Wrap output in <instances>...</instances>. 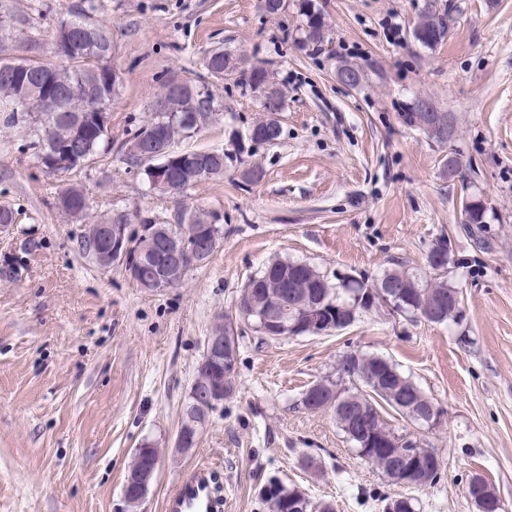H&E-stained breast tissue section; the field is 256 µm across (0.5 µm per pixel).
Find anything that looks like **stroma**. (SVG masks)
Instances as JSON below:
<instances>
[{"mask_svg":"<svg viewBox=\"0 0 512 512\" xmlns=\"http://www.w3.org/2000/svg\"><path fill=\"white\" fill-rule=\"evenodd\" d=\"M425 0H314L328 36L320 50L295 41L297 0L263 13L259 0H0L20 7L9 45L39 60L60 21L81 8L112 33L111 67L124 78L112 102L107 149L65 175L49 174L31 143L35 114L0 112V512H116L136 448L162 450L143 512H164L192 467L222 477L224 512H267L259 487L276 477L336 512H384L402 495L356 454L332 412L304 409L303 392L336 375L358 350L385 357L444 411L415 430L444 465L440 483L410 490L419 512H476L466 496L484 476L512 512V0H435L449 34L431 49L411 37ZM215 48L267 65L286 87L272 145L179 196L150 189L121 145L149 116L160 85L207 77ZM365 71L351 89L340 63ZM217 116L173 151L224 149L260 113L234 76L209 85ZM419 96L458 118L450 147L430 143L398 114ZM460 174L446 175V153ZM263 177L244 178L246 167ZM81 187L87 222L135 209L164 224L180 211L220 217L211 259L175 288L148 292L121 267L100 269L82 251V224L56 206ZM484 200L477 234L462 222L463 194ZM85 221V222H86ZM447 242L446 278L461 315L442 325L384 310L330 336L239 335L235 392L189 452L175 441L208 336L233 315L240 290L270 255L316 267L330 282L379 279L399 266L421 274ZM318 465L311 471L303 458Z\"/></svg>","mask_w":512,"mask_h":512,"instance_id":"stroma-1","label":"stroma"}]
</instances>
